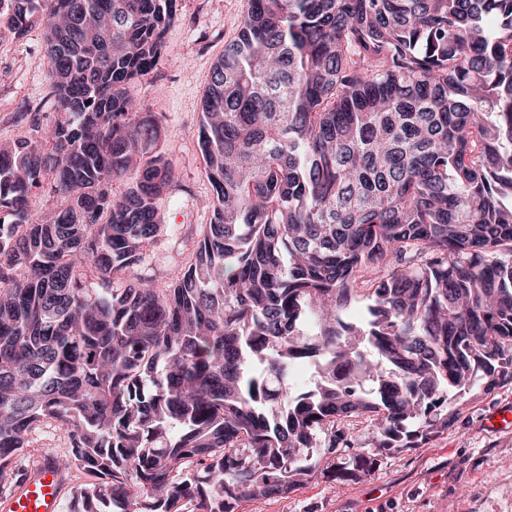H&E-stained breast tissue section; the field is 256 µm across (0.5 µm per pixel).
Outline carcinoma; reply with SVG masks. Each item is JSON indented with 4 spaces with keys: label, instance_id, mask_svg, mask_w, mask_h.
<instances>
[{
    "label": "carcinoma",
    "instance_id": "cac0c4a2",
    "mask_svg": "<svg viewBox=\"0 0 512 512\" xmlns=\"http://www.w3.org/2000/svg\"><path fill=\"white\" fill-rule=\"evenodd\" d=\"M11 2L59 112L0 144V492L54 422L95 478L67 512H235L352 417L418 448L512 383V0H247L202 101L212 218L166 288L142 266L174 169L124 85L176 0Z\"/></svg>",
    "mask_w": 512,
    "mask_h": 512
}]
</instances>
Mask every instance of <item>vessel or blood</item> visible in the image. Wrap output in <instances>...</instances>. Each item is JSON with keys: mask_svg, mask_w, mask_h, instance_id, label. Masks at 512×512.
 <instances>
[{"mask_svg": "<svg viewBox=\"0 0 512 512\" xmlns=\"http://www.w3.org/2000/svg\"><path fill=\"white\" fill-rule=\"evenodd\" d=\"M63 475L51 462H42L11 494L0 497V512H60Z\"/></svg>", "mask_w": 512, "mask_h": 512, "instance_id": "1", "label": "vessel or blood"}]
</instances>
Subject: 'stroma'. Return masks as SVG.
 Returning <instances> with one entry per match:
<instances>
[{
	"instance_id": "obj_1",
	"label": "stroma",
	"mask_w": 512,
	"mask_h": 512,
	"mask_svg": "<svg viewBox=\"0 0 512 512\" xmlns=\"http://www.w3.org/2000/svg\"><path fill=\"white\" fill-rule=\"evenodd\" d=\"M176 14L160 63L125 91L140 113L159 121L162 150L175 169L159 205L160 222L194 232L211 216L212 187L197 141L201 99L212 64L243 24L246 0H176ZM45 33L41 21L21 38L0 25L1 143L31 139L37 126L57 117V99L46 81ZM189 256L161 238L147 272L169 285ZM509 409L511 383L464 405L448 430L428 444L393 453L378 452L369 418L349 419V447L337 448L321 464L341 465L357 452L374 457L372 469L345 481L319 474L288 496L248 500L237 512H512V426L493 421L496 412ZM68 448L65 434L47 424L18 463L31 468Z\"/></svg>"
}]
</instances>
